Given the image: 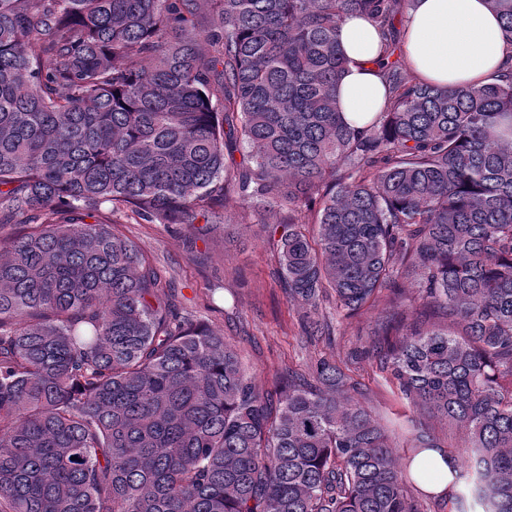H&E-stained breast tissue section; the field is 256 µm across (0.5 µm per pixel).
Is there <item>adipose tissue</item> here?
<instances>
[{"instance_id":"ef3b65f1","label":"adipose tissue","mask_w":512,"mask_h":512,"mask_svg":"<svg viewBox=\"0 0 512 512\" xmlns=\"http://www.w3.org/2000/svg\"><path fill=\"white\" fill-rule=\"evenodd\" d=\"M402 31L408 63L431 84L480 85L512 65V36L487 0H411ZM338 39L347 61L337 88L339 110L360 127L380 112L386 96L375 65L381 37L366 18L354 15Z\"/></svg>"}]
</instances>
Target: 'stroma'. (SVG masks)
<instances>
[{"label": "stroma", "mask_w": 512, "mask_h": 512, "mask_svg": "<svg viewBox=\"0 0 512 512\" xmlns=\"http://www.w3.org/2000/svg\"><path fill=\"white\" fill-rule=\"evenodd\" d=\"M281 217L275 208L244 224L234 214L222 224H148L129 212L114 221L174 277L184 310L223 335L260 391H274L290 373L309 376L322 359L349 363L368 387V404L395 428L397 446L405 447L417 413L398 397L390 374L362 353L367 333L389 306L388 296L378 297L333 335L308 339L303 311L282 289L269 244Z\"/></svg>", "instance_id": "stroma-1"}]
</instances>
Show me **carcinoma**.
I'll list each match as a JSON object with an SVG mask.
<instances>
[{"mask_svg":"<svg viewBox=\"0 0 512 512\" xmlns=\"http://www.w3.org/2000/svg\"><path fill=\"white\" fill-rule=\"evenodd\" d=\"M409 2L0 0V226L23 227L0 245V512H421L431 428L402 462L326 361L271 401L112 222L274 205L304 333L332 334L328 294L338 324L390 295L365 353L462 431L448 512H512V68L422 81L395 55ZM351 15L388 91L361 128L336 105Z\"/></svg>","mask_w":512,"mask_h":512,"instance_id":"carcinoma-1","label":"carcinoma"}]
</instances>
